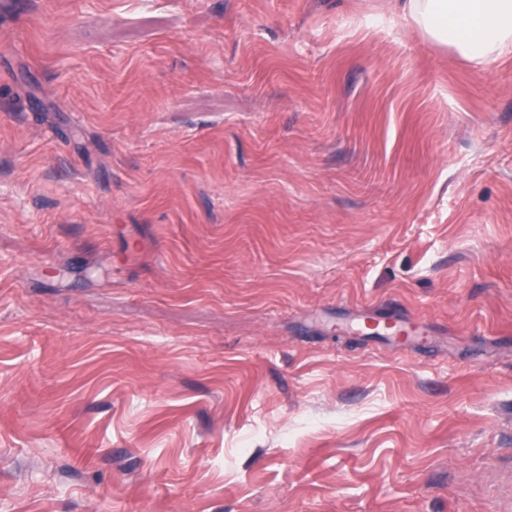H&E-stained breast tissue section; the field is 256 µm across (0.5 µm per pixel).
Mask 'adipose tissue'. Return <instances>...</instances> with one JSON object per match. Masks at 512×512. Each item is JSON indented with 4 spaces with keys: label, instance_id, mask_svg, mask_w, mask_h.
I'll use <instances>...</instances> for the list:
<instances>
[{
    "label": "adipose tissue",
    "instance_id": "ef3b65f1",
    "mask_svg": "<svg viewBox=\"0 0 512 512\" xmlns=\"http://www.w3.org/2000/svg\"><path fill=\"white\" fill-rule=\"evenodd\" d=\"M395 14L463 60L488 66L512 55V0H396Z\"/></svg>",
    "mask_w": 512,
    "mask_h": 512
}]
</instances>
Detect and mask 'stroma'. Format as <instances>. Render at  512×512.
<instances>
[{
	"label": "stroma",
	"mask_w": 512,
	"mask_h": 512,
	"mask_svg": "<svg viewBox=\"0 0 512 512\" xmlns=\"http://www.w3.org/2000/svg\"><path fill=\"white\" fill-rule=\"evenodd\" d=\"M389 8L0 0V512H512V57Z\"/></svg>",
	"instance_id": "obj_1"
}]
</instances>
